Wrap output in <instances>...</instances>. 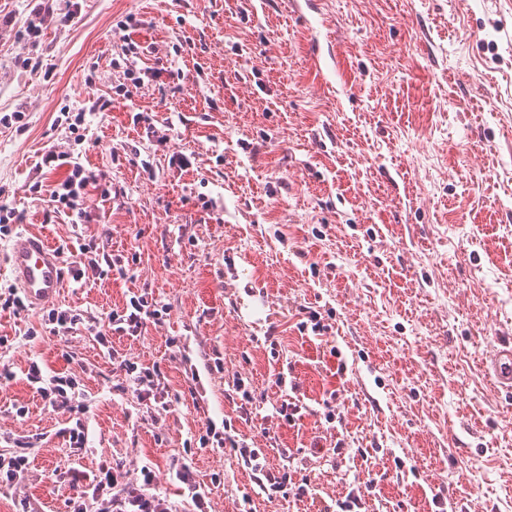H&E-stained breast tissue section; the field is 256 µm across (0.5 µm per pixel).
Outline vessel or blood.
Segmentation results:
<instances>
[{
  "label": "vessel or blood",
  "instance_id": "1",
  "mask_svg": "<svg viewBox=\"0 0 512 512\" xmlns=\"http://www.w3.org/2000/svg\"><path fill=\"white\" fill-rule=\"evenodd\" d=\"M7 262L33 309L57 303L64 282L63 263L60 255L42 236L29 234L20 237L10 249ZM485 368L494 386L512 392V346L495 349Z\"/></svg>",
  "mask_w": 512,
  "mask_h": 512
}]
</instances>
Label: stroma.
Instances as JSON below:
<instances>
[{
    "mask_svg": "<svg viewBox=\"0 0 512 512\" xmlns=\"http://www.w3.org/2000/svg\"><path fill=\"white\" fill-rule=\"evenodd\" d=\"M78 3L34 38L45 0H0V200L24 212L21 233L94 236L134 273L64 287L90 331L0 310L16 374L0 455L36 441L0 512H66L83 494L68 468L110 461L153 470L179 512H196L169 479L184 463L211 487L207 512H325L351 495L361 512H512V396L484 370L512 339V0ZM129 16L139 67L168 63L140 85L112 65ZM63 112L84 113L78 134ZM52 147L106 176L82 224L31 190L66 175L40 174ZM144 289L167 315L104 352L94 329ZM313 312L323 331H298ZM124 360L159 369L168 410L128 391ZM33 361L79 383L81 458L58 434L69 415L25 379ZM236 376L258 399L246 420ZM210 421L305 496L267 498L231 448L196 449Z\"/></svg>",
    "mask_w": 512,
    "mask_h": 512,
    "instance_id": "1",
    "label": "stroma"
}]
</instances>
